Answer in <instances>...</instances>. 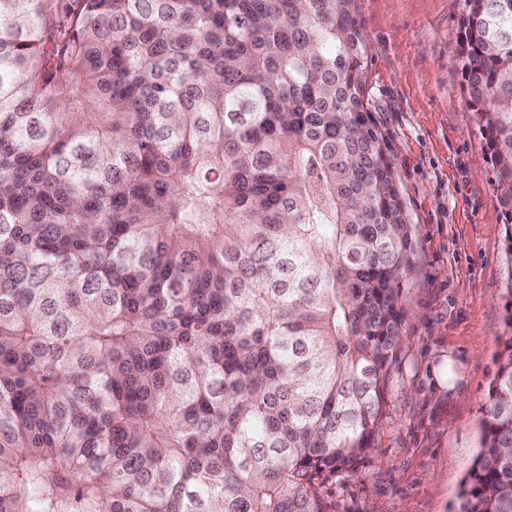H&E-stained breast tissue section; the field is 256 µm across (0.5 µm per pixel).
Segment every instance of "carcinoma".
Masks as SVG:
<instances>
[{"instance_id":"cac0c4a2","label":"carcinoma","mask_w":512,"mask_h":512,"mask_svg":"<svg viewBox=\"0 0 512 512\" xmlns=\"http://www.w3.org/2000/svg\"><path fill=\"white\" fill-rule=\"evenodd\" d=\"M461 75L512 262V0ZM359 0H0V512H336L416 263ZM459 512H512V336Z\"/></svg>"}]
</instances>
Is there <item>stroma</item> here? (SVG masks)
I'll use <instances>...</instances> for the list:
<instances>
[{"mask_svg": "<svg viewBox=\"0 0 512 512\" xmlns=\"http://www.w3.org/2000/svg\"><path fill=\"white\" fill-rule=\"evenodd\" d=\"M462 0H360L366 99L416 228L407 322L377 445L331 484L336 512H457L506 332L512 267L485 141L462 86ZM451 358L453 389L434 369Z\"/></svg>", "mask_w": 512, "mask_h": 512, "instance_id": "obj_1", "label": "stroma"}]
</instances>
